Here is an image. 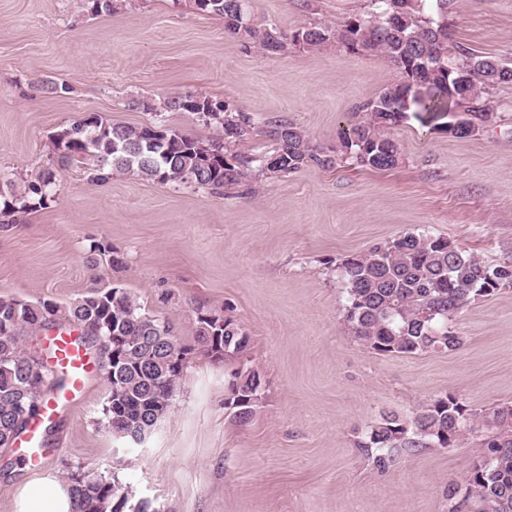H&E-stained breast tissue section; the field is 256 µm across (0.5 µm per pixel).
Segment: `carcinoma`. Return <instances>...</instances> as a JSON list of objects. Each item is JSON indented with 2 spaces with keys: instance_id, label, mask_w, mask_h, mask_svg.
I'll return each instance as SVG.
<instances>
[{
  "instance_id": "1",
  "label": "carcinoma",
  "mask_w": 512,
  "mask_h": 512,
  "mask_svg": "<svg viewBox=\"0 0 512 512\" xmlns=\"http://www.w3.org/2000/svg\"><path fill=\"white\" fill-rule=\"evenodd\" d=\"M247 0H194L196 9L224 18L225 31L267 55H282L289 43L321 46L332 41L348 51L381 54L401 75L363 111L367 119L350 125L342 137V154L376 170L400 161L388 130L409 115L422 124L448 129L459 124L458 137L476 132L490 113L473 106L468 116L456 111L464 98L475 102L512 85V63L478 55L453 42L448 30L451 0H369L368 11L336 22H313L288 34L272 23L253 24ZM171 111L189 112L216 129L219 139L203 141L164 122L144 126L116 124L94 115L61 127L54 134L62 163L89 161L87 182L98 186L112 175L129 173L145 180L197 189L219 190L242 182L249 171L290 174L310 166L333 167L338 159L312 145L290 122L271 119L261 133L269 148L255 157L229 159L224 144L248 138L250 118L205 97L178 96ZM190 172L193 182L180 175ZM55 173L40 172L21 190L0 191V217L13 218L47 207L53 200ZM347 290L345 320L360 344L378 354L456 352L464 338L448 330V321L477 296L512 288V264L490 267L447 239L429 233H405L341 264ZM67 322L97 347L108 398L103 421L113 434L148 430L170 412L188 355L199 349L213 361L239 357L250 336L231 317L197 315V347L179 342L171 326L149 313L126 289L94 280L78 300L61 305L0 297V448H11L40 415L58 377L26 339ZM124 343L121 378L112 377V337ZM254 367L236 370L224 387V406L242 424L252 418L265 388ZM495 432L482 442L484 451L460 481L448 483L449 512H512V405L489 415ZM474 414L454 397H437L408 421L385 415L357 441L377 471H387L403 453L448 448L460 436L475 434ZM70 512H119L129 490L115 475L81 466L63 476Z\"/></svg>"
}]
</instances>
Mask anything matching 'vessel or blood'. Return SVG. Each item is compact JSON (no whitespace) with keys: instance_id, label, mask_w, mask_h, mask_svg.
I'll return each mask as SVG.
<instances>
[{"instance_id":"1","label":"vessel or blood","mask_w":512,"mask_h":512,"mask_svg":"<svg viewBox=\"0 0 512 512\" xmlns=\"http://www.w3.org/2000/svg\"><path fill=\"white\" fill-rule=\"evenodd\" d=\"M52 340L54 368L61 377L62 384L45 399L40 418L32 421L24 445L19 450L22 463H36L41 470L50 463L49 457L40 447L45 421L56 418L61 412L80 403L94 374L93 360L76 337L57 330L54 331Z\"/></svg>"}]
</instances>
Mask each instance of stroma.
I'll list each match as a JSON object with an SVG mask.
<instances>
[{
    "instance_id": "1",
    "label": "stroma",
    "mask_w": 512,
    "mask_h": 512,
    "mask_svg": "<svg viewBox=\"0 0 512 512\" xmlns=\"http://www.w3.org/2000/svg\"><path fill=\"white\" fill-rule=\"evenodd\" d=\"M0 0V189L56 173L48 207L0 224V296L66 304L93 278L125 288L193 343L202 311L240 322L244 360L190 355L171 411L141 444L100 425L108 395L92 377L84 399L43 439L54 450L36 472L0 449V512L24 490L58 485L66 468L118 474L157 512H448L445 492L483 452L479 440L402 455L387 472L355 445L392 413L411 418L456 397L488 415L512 403V289L476 297L449 328L456 352L379 355L342 317L336 266L407 232L447 238L486 265L512 261V86L496 91L482 132L457 138L407 118L391 131L392 170L344 160L331 169L253 176L250 188L178 187L116 174L91 186L84 165L60 164L53 133L88 115L139 126L164 120L205 139L211 131L163 103L185 95L224 103L255 125L301 127L320 151L342 150L343 129L400 75L376 53L290 45L268 57L224 31L193 0ZM366 0H249L254 23L291 32L362 11ZM453 39L512 61V0H457ZM152 100V111L131 100ZM111 245L120 266L90 253ZM259 368L265 393L247 424L224 407V381Z\"/></svg>"
}]
</instances>
